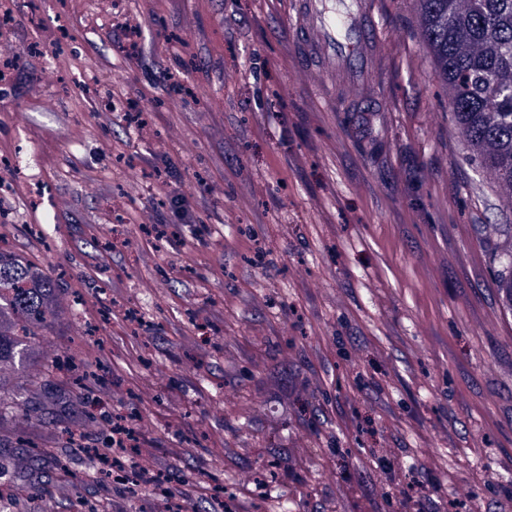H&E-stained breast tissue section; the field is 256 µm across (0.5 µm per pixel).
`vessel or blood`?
Returning <instances> with one entry per match:
<instances>
[{
	"instance_id": "obj_1",
	"label": "vessel or blood",
	"mask_w": 512,
	"mask_h": 512,
	"mask_svg": "<svg viewBox=\"0 0 512 512\" xmlns=\"http://www.w3.org/2000/svg\"><path fill=\"white\" fill-rule=\"evenodd\" d=\"M346 5L352 38L342 46L336 42L327 0H293L294 40L302 58L294 77L324 90L336 86L350 100L376 103L382 93L373 74L374 66L381 63L370 34L375 14L369 0H346Z\"/></svg>"
}]
</instances>
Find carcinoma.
<instances>
[{"mask_svg":"<svg viewBox=\"0 0 512 512\" xmlns=\"http://www.w3.org/2000/svg\"><path fill=\"white\" fill-rule=\"evenodd\" d=\"M425 47L448 87L467 151L512 186V0H415ZM501 300L512 311V225L495 224ZM46 272L0 248V367L33 348L57 312ZM35 382L0 374V446L15 399Z\"/></svg>","mask_w":512,"mask_h":512,"instance_id":"cac0c4a2","label":"carcinoma"}]
</instances>
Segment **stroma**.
<instances>
[{
  "mask_svg": "<svg viewBox=\"0 0 512 512\" xmlns=\"http://www.w3.org/2000/svg\"><path fill=\"white\" fill-rule=\"evenodd\" d=\"M289 2L0 0V241L62 288L22 368L75 404L12 422L11 512H512L504 192L414 0L355 114L289 87ZM493 234L498 240L495 261L497 264V283L501 300L507 311H512V225L494 224Z\"/></svg>",
  "mask_w": 512,
  "mask_h": 512,
  "instance_id": "35a3bbf8",
  "label": "stroma"
}]
</instances>
